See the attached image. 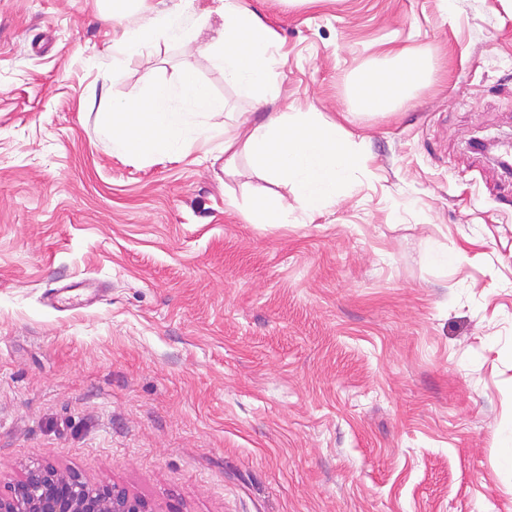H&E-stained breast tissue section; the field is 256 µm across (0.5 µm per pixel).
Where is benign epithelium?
<instances>
[{
  "label": "benign epithelium",
  "instance_id": "7a95c632",
  "mask_svg": "<svg viewBox=\"0 0 512 512\" xmlns=\"http://www.w3.org/2000/svg\"><path fill=\"white\" fill-rule=\"evenodd\" d=\"M0 512H155L141 496L116 485H92L56 465L30 468Z\"/></svg>",
  "mask_w": 512,
  "mask_h": 512
}]
</instances>
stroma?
<instances>
[{"label": "stroma", "mask_w": 512, "mask_h": 512, "mask_svg": "<svg viewBox=\"0 0 512 512\" xmlns=\"http://www.w3.org/2000/svg\"><path fill=\"white\" fill-rule=\"evenodd\" d=\"M177 2L0 0V494L51 463L156 512H512V171L477 147L512 141V8L234 0L288 56L278 110L349 113L371 157L263 227L218 141L99 135L184 72L250 111L195 47L113 52ZM392 50L428 78L369 111Z\"/></svg>", "instance_id": "obj_1"}]
</instances>
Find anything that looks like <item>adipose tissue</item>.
<instances>
[{
    "label": "adipose tissue",
    "instance_id": "adipose-tissue-1",
    "mask_svg": "<svg viewBox=\"0 0 512 512\" xmlns=\"http://www.w3.org/2000/svg\"><path fill=\"white\" fill-rule=\"evenodd\" d=\"M181 2V7L159 19L158 29L124 35L119 50L140 53L159 29L181 39L193 0ZM222 12L221 25L198 49L223 69L226 84L245 91L254 107L265 108L264 117L251 120L236 112L225 113L223 102L184 74L154 84L142 95L113 102L100 135L116 156L176 160L191 142L223 134L220 151L225 171H236L245 156L259 177L290 190L286 197L257 199L245 212L247 223L313 220L338 196L355 190V175L367 169L370 158L339 122L322 113L272 111L282 95L278 70L286 65V57L278 54L271 33L257 16L243 13L233 0H225Z\"/></svg>",
    "mask_w": 512,
    "mask_h": 512
}]
</instances>
